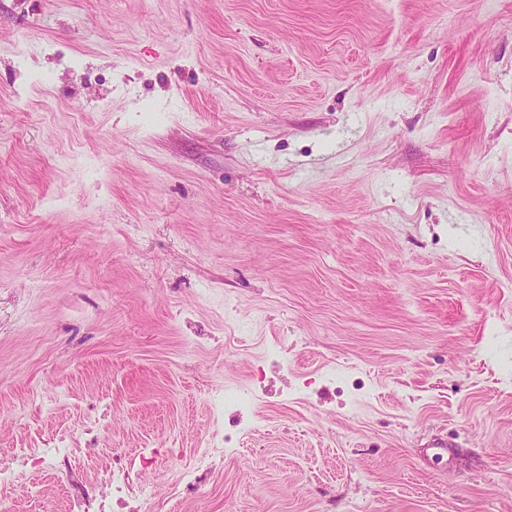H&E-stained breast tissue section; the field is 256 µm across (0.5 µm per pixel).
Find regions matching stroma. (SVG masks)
<instances>
[{
    "mask_svg": "<svg viewBox=\"0 0 512 512\" xmlns=\"http://www.w3.org/2000/svg\"><path fill=\"white\" fill-rule=\"evenodd\" d=\"M60 444L12 512H512V0H0V454ZM214 454V448H208L206 443L202 442L200 448H196L193 465L181 469V480L186 485L194 486L198 477L196 473L200 470H208L211 467V458ZM130 471L127 467L120 466L114 469L111 475L104 481L106 491L100 498H95L91 503L87 498L73 499L68 507L69 512H112V508L129 509L130 512L146 511L145 504L150 500L151 494L143 495V498L136 505L132 504V486L129 479ZM93 506V508H92Z\"/></svg>",
    "mask_w": 512,
    "mask_h": 512,
    "instance_id": "obj_1",
    "label": "stroma"
}]
</instances>
